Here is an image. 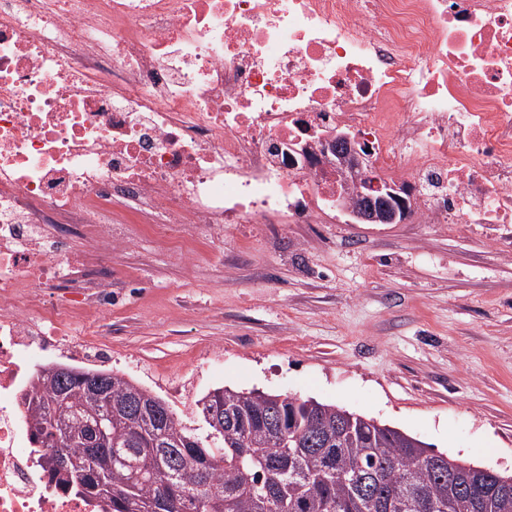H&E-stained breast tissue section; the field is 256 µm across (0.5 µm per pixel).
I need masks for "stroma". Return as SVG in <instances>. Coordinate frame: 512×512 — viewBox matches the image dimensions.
Returning a JSON list of instances; mask_svg holds the SVG:
<instances>
[{"label": "stroma", "instance_id": "1", "mask_svg": "<svg viewBox=\"0 0 512 512\" xmlns=\"http://www.w3.org/2000/svg\"><path fill=\"white\" fill-rule=\"evenodd\" d=\"M112 333L55 349L161 397L223 388L312 397L512 475V236L499 224H228L182 262L128 227Z\"/></svg>", "mask_w": 512, "mask_h": 512}]
</instances>
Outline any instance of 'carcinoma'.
<instances>
[{"instance_id": "cac0c4a2", "label": "carcinoma", "mask_w": 512, "mask_h": 512, "mask_svg": "<svg viewBox=\"0 0 512 512\" xmlns=\"http://www.w3.org/2000/svg\"><path fill=\"white\" fill-rule=\"evenodd\" d=\"M61 381L34 375L32 393L52 402L68 399L70 435H56L48 409L28 400L33 440L41 458L68 454L92 464L79 436L94 424L97 405L72 367ZM112 394V471L104 482L112 496L92 491L75 474L49 471L58 484L106 504V512H150L164 496L168 512H512V483L501 484L479 467L436 452L419 439L314 398L257 390L215 389L202 396V410L224 414L211 447L176 418L159 419L152 431L130 430L127 393L137 383L105 373ZM323 437L317 448L307 445ZM202 447H197V443ZM201 460L204 472L182 463ZM203 481L221 491L215 501L186 492Z\"/></svg>"}]
</instances>
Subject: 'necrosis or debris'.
I'll return each mask as SVG.
<instances>
[{
	"instance_id": "necrosis-or-debris-1",
	"label": "necrosis or debris",
	"mask_w": 512,
	"mask_h": 512,
	"mask_svg": "<svg viewBox=\"0 0 512 512\" xmlns=\"http://www.w3.org/2000/svg\"><path fill=\"white\" fill-rule=\"evenodd\" d=\"M346 129L414 224H512V0H0V512H103L43 469L41 335L102 313L114 227L341 224ZM77 285L70 305L49 288Z\"/></svg>"
}]
</instances>
